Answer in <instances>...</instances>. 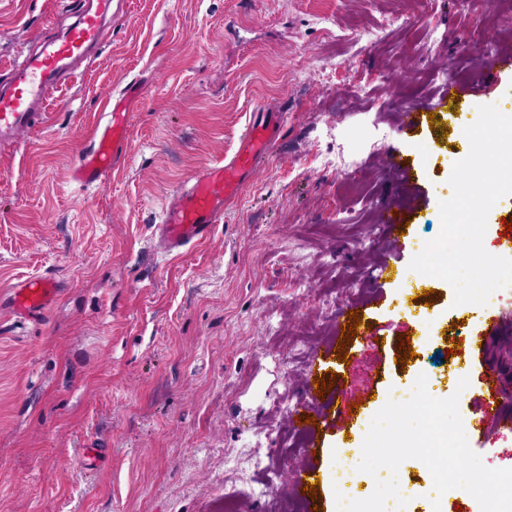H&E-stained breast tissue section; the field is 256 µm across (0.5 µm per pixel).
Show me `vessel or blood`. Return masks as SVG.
Segmentation results:
<instances>
[{
    "instance_id": "b4317fda",
    "label": "vessel or blood",
    "mask_w": 512,
    "mask_h": 512,
    "mask_svg": "<svg viewBox=\"0 0 512 512\" xmlns=\"http://www.w3.org/2000/svg\"><path fill=\"white\" fill-rule=\"evenodd\" d=\"M120 12L116 0H78L74 22L60 35L45 40L23 61L13 65L0 85V149L16 146L22 136L44 117L43 101L71 77L76 68L100 49L105 37V23ZM512 62V53L504 52L490 59L482 47L471 50L469 63L473 69L486 72L493 63ZM478 83L461 85L448 81L441 99L449 111L467 109L481 94ZM145 93L144 85L127 84L124 91L105 107L103 119L96 123L89 144L79 153L69 170L72 182L81 186L100 185L107 181L127 157L128 123L131 107ZM280 122L268 112L256 114L237 153L193 174L184 186L169 195L158 226L159 237L169 253H177L190 244L209 238L215 225L223 223L224 211L255 168L265 163L277 140ZM380 167L387 176L405 184L404 203L384 205L378 221L388 234V242L374 257L380 273H390L403 244L400 236L407 216L413 215L419 202L414 187L409 186L413 168L410 158L393 147L380 157ZM62 289L59 281L31 276L12 287L9 309L17 319L37 323L56 304ZM512 333V318L499 317L486 333L468 335V348L487 351L491 341ZM504 378L500 369L485 367L474 386L473 410L469 428L476 438L489 433L512 430V406L504 400ZM319 390L307 385L306 398L296 411L290 412L288 424L304 428L305 418L320 419L317 409Z\"/></svg>"
}]
</instances>
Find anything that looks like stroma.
I'll return each instance as SVG.
<instances>
[{
	"instance_id": "35a3bbf8",
	"label": "stroma",
	"mask_w": 512,
	"mask_h": 512,
	"mask_svg": "<svg viewBox=\"0 0 512 512\" xmlns=\"http://www.w3.org/2000/svg\"><path fill=\"white\" fill-rule=\"evenodd\" d=\"M75 20L61 0H0V75L36 39ZM512 40V0H124L104 43L46 102L43 123L0 152V512H306L297 489L333 512L325 479L343 441L332 418L315 434L289 427L312 371L357 389L356 441L397 385L453 372L476 382L494 356L450 355L512 299L455 305L446 281L410 269L441 231L461 129L478 112L436 103L449 77L475 79L468 49ZM456 61L454 70L442 67ZM146 84L128 117L129 156L100 187L68 172L106 103ZM431 106L403 134L396 114ZM284 110L263 168L211 238L162 253L152 236L169 194L232 156L255 109ZM407 152L422 203L407 221L399 276L427 302L405 318L379 290L376 208L399 187L378 159ZM30 275L60 280L37 324L6 305ZM365 305L380 339L354 337L347 361L317 355L336 310ZM425 337L400 362L399 335ZM105 460L89 469L85 451ZM405 512H480L470 494L433 510L420 460Z\"/></svg>"
}]
</instances>
